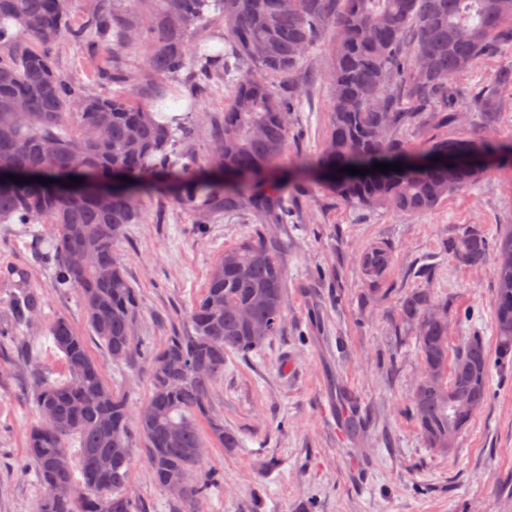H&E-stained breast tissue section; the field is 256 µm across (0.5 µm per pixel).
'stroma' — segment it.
Masks as SVG:
<instances>
[{"mask_svg": "<svg viewBox=\"0 0 512 512\" xmlns=\"http://www.w3.org/2000/svg\"><path fill=\"white\" fill-rule=\"evenodd\" d=\"M108 7L107 0H70L71 25L84 37L61 40L54 55L61 75L104 95L120 89L100 75L92 53L98 19ZM510 63L511 48L458 77L459 120L407 130L405 140L414 145L434 135L512 143V90L498 95L494 127H485L470 109L491 74ZM328 68L323 34L302 65L300 110L292 115L286 165L297 189L287 223L257 225L244 213H220L200 224L167 195L148 192L140 196L138 222L127 226L118 245L125 275L139 293L136 332L147 349L186 331L188 313L224 250L256 231L283 249V330L260 352L228 355L210 397L212 412L239 445L210 443L205 465L219 484L201 512H512V363H492L485 404L452 451H436L413 417L411 399L421 376L416 334L395 321L400 296L427 288L449 303V349L473 335L493 346V268L458 264L444 241L471 226L492 238L512 227V171L485 174L425 215L344 206L296 163L297 156L313 161L320 153L329 123ZM177 88L197 126L195 138L177 149L203 155L212 127L224 121L230 88L200 85L191 73ZM50 231L47 224H0V512H35L41 495L25 464L26 440L37 421L38 372L66 377L62 354L44 332L52 319L67 318L86 336L90 355L132 409L150 394L145 359L137 355L115 369L90 334L77 292L57 286L49 246L36 242ZM378 240L391 246L393 260L375 293L358 254ZM26 289L42 303L41 316L27 327L16 324L13 310ZM342 389L366 421L356 442L337 430L324 408ZM132 452L130 483L142 512H173L143 461L141 441H134Z\"/></svg>", "mask_w": 512, "mask_h": 512, "instance_id": "stroma-1", "label": "stroma"}]
</instances>
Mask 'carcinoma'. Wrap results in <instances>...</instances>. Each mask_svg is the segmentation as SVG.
Here are the masks:
<instances>
[{"mask_svg": "<svg viewBox=\"0 0 512 512\" xmlns=\"http://www.w3.org/2000/svg\"><path fill=\"white\" fill-rule=\"evenodd\" d=\"M67 4L0 0V224L51 225L56 282L77 290L87 326L114 363L140 353L133 330L137 293L117 257L126 225L140 215L138 192L172 189L173 203L199 224L218 211L244 209L263 224L288 223V192L267 191L259 177L273 174L288 183L280 164L291 138L295 77L321 33L332 48L329 128L316 162L300 166L317 172L342 204L423 215L486 172L421 162L430 154L468 152L499 169L512 166V147L448 137L411 147L402 138L410 127L458 120L456 78L512 47V0H112L98 33L111 49L145 46L146 63L163 85L198 65L203 77L231 86L209 150L184 161L172 159L173 147L191 138L194 120L184 114L157 121L134 92L132 74L112 70L124 90L102 96L58 73L57 43L84 38L69 26ZM210 10L224 21L217 38L231 46L217 70L213 55L194 47V30ZM272 76L288 79V90L274 89ZM504 87L512 88V64L473 100L487 127L496 124L497 91ZM377 162L402 170L375 171ZM348 166L366 173L351 175ZM39 176L47 182L35 181ZM91 183L112 187L110 199L89 191ZM444 249L468 266L493 265L495 349L472 336L448 360V301L434 300L427 288L400 297L397 319L415 326L423 364L412 395L414 419L428 447L439 452L450 450L448 436L458 438L484 405L491 356L512 362V231L492 241L472 227L448 238ZM73 254L83 263H71ZM391 263L392 248L384 242L359 254L372 287ZM285 283L275 241L256 233L225 250L193 303L192 331L173 333L147 354L151 394L144 413L132 412L127 395L107 383L71 322L52 321L47 332L68 377L45 376L36 386L38 422L28 434L27 457L39 485L66 492L49 502L39 498L36 512H138L135 497L127 495L135 433L154 484L162 491L183 485L185 496L173 502L181 512H200L218 477L188 464V454L205 447L207 435L224 448L239 444L213 417L210 394L224 377L226 356L245 357L281 334ZM40 309L37 294L25 293L16 304L18 323H29Z\"/></svg>", "mask_w": 512, "mask_h": 512, "instance_id": "cac0c4a2", "label": "carcinoma"}]
</instances>
